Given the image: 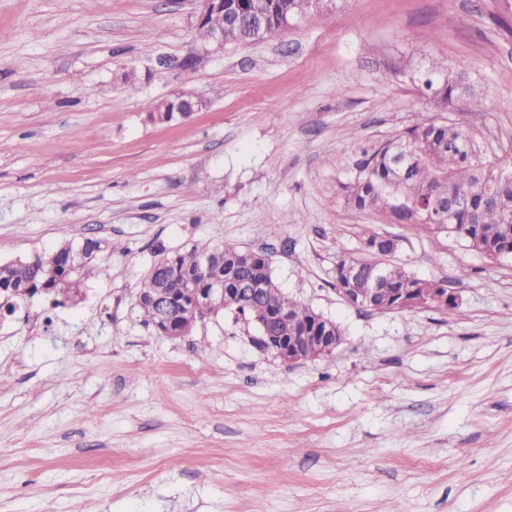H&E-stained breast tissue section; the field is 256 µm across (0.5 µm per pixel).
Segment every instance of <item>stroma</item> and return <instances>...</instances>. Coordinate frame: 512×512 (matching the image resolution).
Listing matches in <instances>:
<instances>
[{
	"mask_svg": "<svg viewBox=\"0 0 512 512\" xmlns=\"http://www.w3.org/2000/svg\"><path fill=\"white\" fill-rule=\"evenodd\" d=\"M198 10L0 0V263L112 241L77 304L0 318V512H512V257L341 189L444 116L512 165V0H325L221 48ZM433 58L465 63L483 107L438 112L409 76ZM183 92L198 111L146 121ZM371 233L459 309L346 304L336 263ZM225 244L340 326L331 356L284 363L228 308L178 339L141 322L158 249Z\"/></svg>",
	"mask_w": 512,
	"mask_h": 512,
	"instance_id": "stroma-1",
	"label": "stroma"
}]
</instances>
